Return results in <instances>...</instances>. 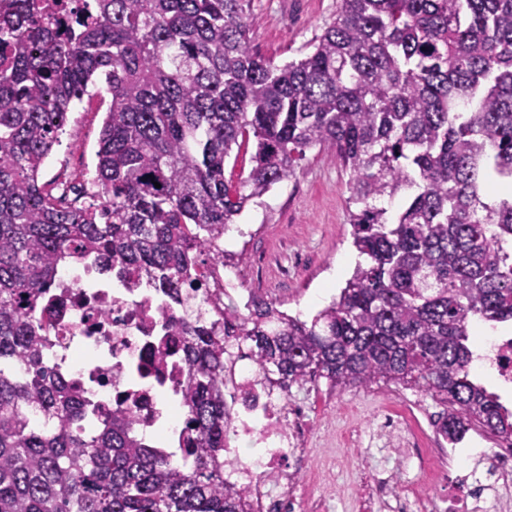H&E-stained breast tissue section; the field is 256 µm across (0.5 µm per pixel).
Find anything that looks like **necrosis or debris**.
<instances>
[{
  "instance_id": "4bbe7bcc",
  "label": "necrosis or debris",
  "mask_w": 512,
  "mask_h": 512,
  "mask_svg": "<svg viewBox=\"0 0 512 512\" xmlns=\"http://www.w3.org/2000/svg\"><path fill=\"white\" fill-rule=\"evenodd\" d=\"M238 294L249 306L250 289L239 270L230 264L210 266L201 288L189 306L166 302L155 289L121 281L116 273L101 271L94 257L60 264L53 288L43 304L48 320L47 338L51 363L66 379L79 381L80 395L96 412L111 410L123 402L136 417L140 433L160 434L165 447L179 443L182 424L172 412L161 425L159 404H181L188 368L170 332L174 322L190 310H204L210 320L223 322L224 298ZM483 348L475 370L498 388L512 389V333L481 331ZM248 350L233 353L234 369L224 381V411L230 427L224 438V459L232 463L236 483L248 488L255 512H296L294 482L305 467L303 443L309 425L303 408L289 403L286 390L265 392L256 383L255 366ZM419 399L388 406L382 424L407 437L419 463L428 458L462 454L491 457L499 479H512V448H443L414 416Z\"/></svg>"
}]
</instances>
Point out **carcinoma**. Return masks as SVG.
Returning <instances> with one entry per match:
<instances>
[{"label":"carcinoma","instance_id":"carcinoma-1","mask_svg":"<svg viewBox=\"0 0 512 512\" xmlns=\"http://www.w3.org/2000/svg\"><path fill=\"white\" fill-rule=\"evenodd\" d=\"M249 4L84 0L61 25L0 0V512H250L224 479L229 352L202 313L176 329L174 458L122 408L88 420L49 365L41 299L61 262L95 256L184 302L229 225L314 148L350 171L364 261L309 321L259 295L246 315L224 306L258 373L412 388L444 438L512 440V412L470 377L471 324L512 322V194L489 189L512 180V0H340L283 66L251 49ZM98 81V202L73 206L39 173ZM250 140L251 170L226 182ZM397 199L391 219L380 202Z\"/></svg>","mask_w":512,"mask_h":512}]
</instances>
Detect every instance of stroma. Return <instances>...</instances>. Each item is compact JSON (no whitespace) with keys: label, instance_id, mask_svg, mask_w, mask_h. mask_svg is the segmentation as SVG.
Returning a JSON list of instances; mask_svg holds the SVG:
<instances>
[{"label":"stroma","instance_id":"35a3bbf8","mask_svg":"<svg viewBox=\"0 0 512 512\" xmlns=\"http://www.w3.org/2000/svg\"><path fill=\"white\" fill-rule=\"evenodd\" d=\"M339 2L251 0L253 52L278 65L300 59L312 38L335 20ZM110 100L99 85L77 103L40 172L46 189L56 192L68 181L94 175ZM348 180L336 159L310 150L293 178L250 204L226 232L224 247L242 251L240 266L251 288L261 289L280 310L311 318L350 277L357 254L351 244ZM403 397L394 388L342 390L323 379L292 386L288 400L303 406L311 430L307 468L298 478L306 500L327 498L328 512H382L377 503L363 507L352 488L372 478L412 476L413 465L402 449L376 429L379 413ZM355 430L365 434L356 455L340 439Z\"/></svg>","mask_w":512,"mask_h":512}]
</instances>
